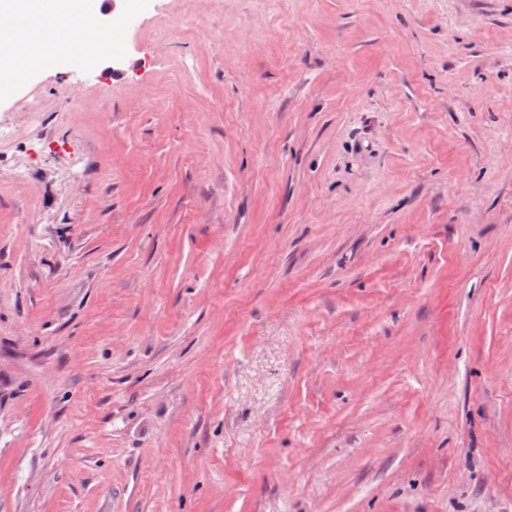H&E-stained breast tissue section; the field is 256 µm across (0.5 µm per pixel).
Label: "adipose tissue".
Segmentation results:
<instances>
[{"mask_svg":"<svg viewBox=\"0 0 512 512\" xmlns=\"http://www.w3.org/2000/svg\"><path fill=\"white\" fill-rule=\"evenodd\" d=\"M98 0H0V82L60 56L96 57L103 35Z\"/></svg>","mask_w":512,"mask_h":512,"instance_id":"1","label":"adipose tissue"}]
</instances>
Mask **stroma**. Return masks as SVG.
Instances as JSON below:
<instances>
[{"label": "stroma", "mask_w": 512, "mask_h": 512, "mask_svg": "<svg viewBox=\"0 0 512 512\" xmlns=\"http://www.w3.org/2000/svg\"><path fill=\"white\" fill-rule=\"evenodd\" d=\"M0 99V512H512V0H138Z\"/></svg>", "instance_id": "obj_1"}]
</instances>
